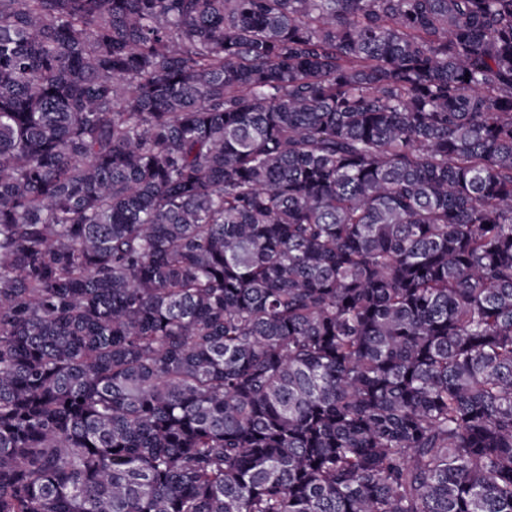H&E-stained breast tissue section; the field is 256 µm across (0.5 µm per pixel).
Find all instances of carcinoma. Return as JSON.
<instances>
[{"label": "carcinoma", "instance_id": "cac0c4a2", "mask_svg": "<svg viewBox=\"0 0 512 512\" xmlns=\"http://www.w3.org/2000/svg\"><path fill=\"white\" fill-rule=\"evenodd\" d=\"M0 512H512V0H0Z\"/></svg>", "mask_w": 512, "mask_h": 512}]
</instances>
